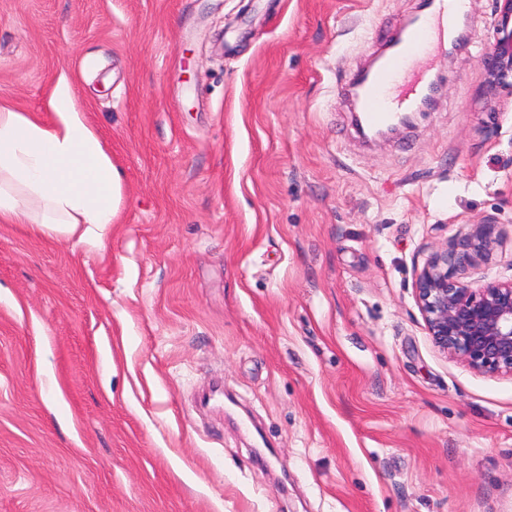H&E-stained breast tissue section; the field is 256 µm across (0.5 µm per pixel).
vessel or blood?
Wrapping results in <instances>:
<instances>
[{"label": "vessel or blood", "mask_w": 512, "mask_h": 512, "mask_svg": "<svg viewBox=\"0 0 512 512\" xmlns=\"http://www.w3.org/2000/svg\"><path fill=\"white\" fill-rule=\"evenodd\" d=\"M466 12V0H431L415 23L393 31L385 48L353 99L356 123L372 130L399 122L413 112H430L436 106L431 82L408 77L410 65L429 48L454 33L457 19Z\"/></svg>", "instance_id": "vessel-or-blood-1"}]
</instances>
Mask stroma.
Returning <instances> with one entry per match:
<instances>
[{
    "mask_svg": "<svg viewBox=\"0 0 512 512\" xmlns=\"http://www.w3.org/2000/svg\"><path fill=\"white\" fill-rule=\"evenodd\" d=\"M418 6L0 0V105L52 123L66 75L121 182L103 235L0 223V512H512V377L440 353L413 290L486 219L471 278H512L494 0L415 126L365 142L346 94Z\"/></svg>",
    "mask_w": 512,
    "mask_h": 512,
    "instance_id": "1",
    "label": "stroma"
}]
</instances>
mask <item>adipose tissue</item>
<instances>
[{"mask_svg": "<svg viewBox=\"0 0 512 512\" xmlns=\"http://www.w3.org/2000/svg\"><path fill=\"white\" fill-rule=\"evenodd\" d=\"M52 125L0 105V223L44 234L104 229L120 201V180L98 134L75 109L66 76L50 99Z\"/></svg>", "mask_w": 512, "mask_h": 512, "instance_id": "obj_1", "label": "adipose tissue"}]
</instances>
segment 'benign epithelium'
I'll return each instance as SVG.
<instances>
[{"instance_id": "1", "label": "benign epithelium", "mask_w": 512, "mask_h": 512, "mask_svg": "<svg viewBox=\"0 0 512 512\" xmlns=\"http://www.w3.org/2000/svg\"><path fill=\"white\" fill-rule=\"evenodd\" d=\"M483 94L512 98V0H495L494 41L483 60ZM501 241L493 220L469 224L416 269L415 299L441 353L484 375L512 377V279L467 280Z\"/></svg>"}]
</instances>
